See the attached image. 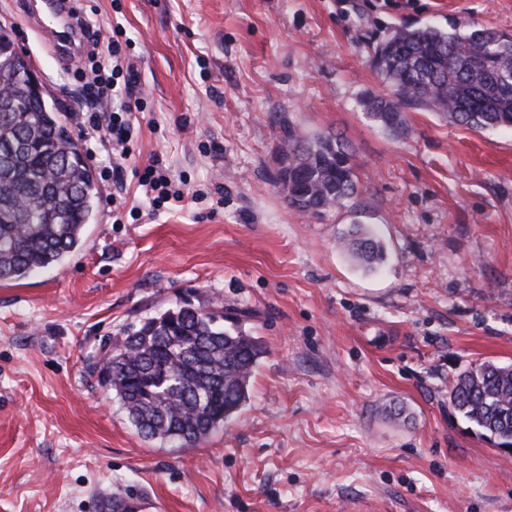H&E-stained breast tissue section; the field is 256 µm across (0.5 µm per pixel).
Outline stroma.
I'll list each match as a JSON object with an SVG mask.
<instances>
[{
    "label": "stroma",
    "instance_id": "1",
    "mask_svg": "<svg viewBox=\"0 0 512 512\" xmlns=\"http://www.w3.org/2000/svg\"><path fill=\"white\" fill-rule=\"evenodd\" d=\"M139 78L124 181L80 126L75 71L23 0L0 32L30 59L99 190L61 264L0 281V512H512V458L452 415L454 378L512 363V128L404 108L372 65L392 29L469 21L512 33V0H82ZM343 140L358 194L319 217L270 176L283 125ZM163 161L179 207L137 173ZM371 224L370 275L339 249ZM235 309L267 346L235 417L204 443L142 438L90 366L102 341L181 301Z\"/></svg>",
    "mask_w": 512,
    "mask_h": 512
}]
</instances>
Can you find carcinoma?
<instances>
[{
	"instance_id": "carcinoma-1",
	"label": "carcinoma",
	"mask_w": 512,
	"mask_h": 512,
	"mask_svg": "<svg viewBox=\"0 0 512 512\" xmlns=\"http://www.w3.org/2000/svg\"><path fill=\"white\" fill-rule=\"evenodd\" d=\"M378 74L391 98L364 106L389 128L415 106L472 129L512 127V34L454 22L397 28L375 50ZM11 96L0 99V280L47 269L80 245L97 189L78 144L57 112L23 93L28 76L11 41L0 34V73ZM276 185H288L289 206L309 216L342 207L357 193L351 153L331 136L308 137L288 127ZM340 248L363 271L385 261V246L368 224H354ZM224 307L177 306L123 330L102 349L93 372L115 393L130 423L148 440L193 448L245 404L264 343ZM450 402L482 439L512 446V364L484 362L453 381Z\"/></svg>"
}]
</instances>
